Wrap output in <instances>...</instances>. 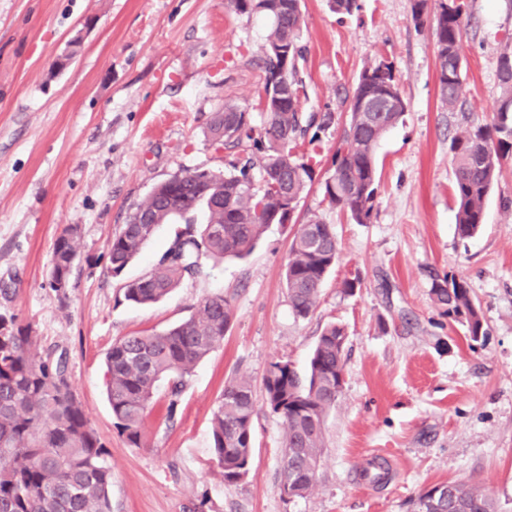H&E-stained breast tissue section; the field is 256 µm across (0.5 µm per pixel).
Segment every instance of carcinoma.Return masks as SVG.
I'll return each mask as SVG.
<instances>
[{"label":"carcinoma","mask_w":512,"mask_h":512,"mask_svg":"<svg viewBox=\"0 0 512 512\" xmlns=\"http://www.w3.org/2000/svg\"><path fill=\"white\" fill-rule=\"evenodd\" d=\"M240 13L271 19L261 47L265 68L261 107L266 116L257 133L246 110L224 104L215 113L210 134L226 148L248 151L233 170L182 173L180 194L194 206L177 213L164 199L150 195L136 210L149 224H126L107 243L109 271L120 276L161 224L177 229L167 249L145 274L123 285L125 301L149 306L185 282L208 275L209 261L249 255L276 214L298 207L312 182V169L296 159L297 138L316 126H329L330 113L303 121L299 60L304 23L300 0H229ZM467 0H413L412 18L432 24L442 102L453 112L463 107L464 61L460 42ZM288 48V72L273 54ZM500 99L490 124L469 125L450 143L455 160L456 231L474 236L484 223L486 198L503 161L512 156V53L499 58ZM406 111L393 63L368 64L359 75L349 120L332 160L335 178L323 182L324 199L359 224L370 217L378 188L376 155L385 133ZM261 154L259 174L253 155ZM285 285L294 315L306 318L318 304L329 270L339 256L336 230L316 214L294 221ZM80 253L78 230L69 226L54 243L49 278L70 280ZM431 294L443 314L465 324L476 341L486 334L480 308L466 280L448 274L433 279ZM233 321L231 302L222 296L202 300L188 318L161 332H139L112 344L106 354L107 398L115 427L127 443L141 447L144 414L158 384H169L168 417L196 364L221 345ZM29 326L0 314V512H112L109 451L91 426L68 375L64 354L36 356ZM345 328L327 325L299 374L288 361L270 364L263 378L265 407L284 426L280 490L292 500L309 494L318 481L324 448V422L335 406L344 378ZM256 401L250 381H229L212 412V448L224 482L242 480L250 470ZM448 499L432 505L437 487L421 493L413 512H500L477 485L450 482Z\"/></svg>","instance_id":"1"}]
</instances>
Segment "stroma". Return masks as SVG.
Listing matches in <instances>:
<instances>
[{
	"label": "stroma",
	"instance_id": "1",
	"mask_svg": "<svg viewBox=\"0 0 512 512\" xmlns=\"http://www.w3.org/2000/svg\"><path fill=\"white\" fill-rule=\"evenodd\" d=\"M353 14L302 0L299 64L304 113L328 112L316 142L297 155L313 169L298 217L334 225L339 258L308 318L292 313L284 284L292 229L271 225L254 250L227 259L150 306L122 286L146 273L175 227L160 225L122 276L106 244L159 182L188 170H230L242 149L209 134L232 102L255 129L270 25L226 0H0V313L30 325L35 351L66 352L72 386L109 451L112 512H411L427 488L480 486L512 512V158L485 204L480 231L456 233L449 145L467 123L492 119L498 59L512 49V0H468L460 51L463 109L448 111L429 27L411 0H358ZM66 68L56 62L66 53ZM393 62L406 104L381 140L380 182L369 221L330 208L322 184L349 118L364 66ZM77 227L81 253L65 291L50 287L57 236ZM465 278L487 334L471 341L443 315L434 277ZM361 277L354 294L343 280ZM221 295L234 309L223 343L200 361L166 419L160 383L134 448L114 426L104 361L112 344L162 331ZM346 330L342 392L325 423L316 487L289 500L279 489L284 428L265 407L253 420L248 475L225 484L211 448V414L224 386L246 377L261 392L272 361L305 371L323 328ZM391 473L361 477L369 459Z\"/></svg>",
	"mask_w": 512,
	"mask_h": 512
}]
</instances>
